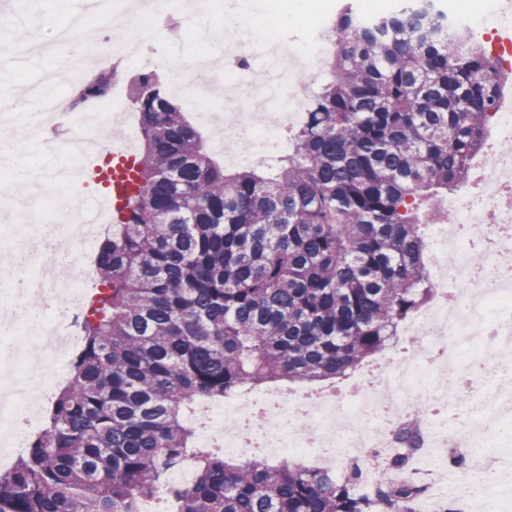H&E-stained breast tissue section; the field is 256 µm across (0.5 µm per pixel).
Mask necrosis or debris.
Wrapping results in <instances>:
<instances>
[{
    "instance_id": "obj_1",
    "label": "necrosis or debris",
    "mask_w": 512,
    "mask_h": 512,
    "mask_svg": "<svg viewBox=\"0 0 512 512\" xmlns=\"http://www.w3.org/2000/svg\"><path fill=\"white\" fill-rule=\"evenodd\" d=\"M243 0H224L226 30L232 40H212L193 63L175 76L189 84L190 102L202 121L215 124L220 137L213 147L228 167L250 165L287 150L281 131L304 119L310 100V76L318 75L331 46L320 38L295 41L285 37L261 40L241 22ZM190 0H86L84 9L55 30L54 41L67 44L88 28L97 37L87 43L82 62L95 70L117 66L130 74L154 71L155 42L170 21L190 28L197 15ZM512 25V9L504 0H485L480 15L449 12V31L478 34L501 66L512 69V42L500 39ZM125 39L108 46L111 28ZM224 78V107L213 115L202 88L216 76ZM276 87V109L251 112L247 106L259 88ZM127 82L115 78L107 97L82 112L71 111L66 99L41 93L38 111L0 110V123L14 135L0 143V194L10 195L22 171V158L32 145L31 134L48 121L74 129L81 143L105 148L104 127L130 116ZM81 153H70L48 173L51 193L45 208L8 204L10 238H0V469L10 451L26 448L41 429L36 405L48 395L53 380L66 377L70 353L78 345L70 321L82 305L84 285L92 280L90 257L106 229V216L88 222L79 184L66 180L68 169L84 165ZM476 194L449 200L456 226L431 224L428 263L433 288L431 308L411 320L403 339L374 371L371 385L324 394L248 391L203 403L197 417L203 445L224 453L251 448L283 455L306 467L335 472L338 459L350 451L384 448L398 453L394 435L418 400L427 401L423 427L430 448L482 449L512 447V372L498 368L499 350L512 346V269L495 265L500 253L512 251V154L492 151L479 162ZM66 264L73 276L58 281L52 267ZM497 372L473 420L465 427L449 425L441 411L448 392L471 385L473 365ZM498 469L486 464L461 478L465 500L479 512H504L497 483Z\"/></svg>"
}]
</instances>
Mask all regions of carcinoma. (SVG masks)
<instances>
[{"mask_svg":"<svg viewBox=\"0 0 512 512\" xmlns=\"http://www.w3.org/2000/svg\"><path fill=\"white\" fill-rule=\"evenodd\" d=\"M444 14L392 9L362 22L342 0L327 82L288 154L227 173L153 72L132 89L143 150L125 218L99 242L82 345L46 425L0 472V512H141L192 456L174 512H416L422 486L357 493L341 473L236 460L195 437L201 398L345 375L433 298L422 226L469 180L503 85L481 44L453 45ZM90 79L72 106L105 96ZM422 407L397 432L403 471L425 448ZM195 482V466L192 459L183 460L174 470L168 473L165 489L163 493L167 494L170 488L190 487Z\"/></svg>","mask_w":512,"mask_h":512,"instance_id":"1","label":"carcinoma"}]
</instances>
